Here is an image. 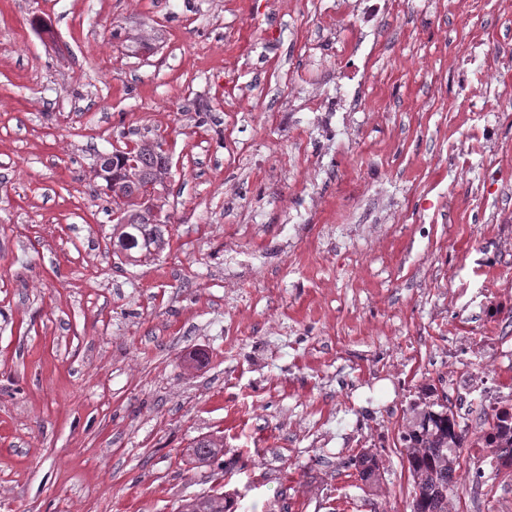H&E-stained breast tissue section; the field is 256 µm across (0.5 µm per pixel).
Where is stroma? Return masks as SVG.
Returning a JSON list of instances; mask_svg holds the SVG:
<instances>
[{
    "label": "stroma",
    "instance_id": "1",
    "mask_svg": "<svg viewBox=\"0 0 512 512\" xmlns=\"http://www.w3.org/2000/svg\"><path fill=\"white\" fill-rule=\"evenodd\" d=\"M465 2L0 0V512H410L388 433L512 332V0ZM145 136L135 262L93 164ZM192 451L196 459L202 463H223L224 440L222 438L211 437L201 438L196 442ZM233 500L224 492L207 494L188 499L182 504L179 512H231Z\"/></svg>",
    "mask_w": 512,
    "mask_h": 512
}]
</instances>
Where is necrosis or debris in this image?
<instances>
[{
  "label": "necrosis or debris",
  "instance_id": "obj_1",
  "mask_svg": "<svg viewBox=\"0 0 512 512\" xmlns=\"http://www.w3.org/2000/svg\"><path fill=\"white\" fill-rule=\"evenodd\" d=\"M500 352L489 336H458L448 346L452 433L470 448L462 479L470 488L471 512H479L495 482L501 452L512 448V380L498 365Z\"/></svg>",
  "mask_w": 512,
  "mask_h": 512
}]
</instances>
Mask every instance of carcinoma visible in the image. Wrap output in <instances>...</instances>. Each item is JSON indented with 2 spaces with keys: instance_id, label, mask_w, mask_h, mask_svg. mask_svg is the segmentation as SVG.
<instances>
[{
  "instance_id": "obj_1",
  "label": "carcinoma",
  "mask_w": 512,
  "mask_h": 512,
  "mask_svg": "<svg viewBox=\"0 0 512 512\" xmlns=\"http://www.w3.org/2000/svg\"><path fill=\"white\" fill-rule=\"evenodd\" d=\"M163 142L142 139L133 149L116 151L100 164L96 176L114 181L112 201L125 200L131 206L123 210L112 228L113 247L128 258L133 253L144 257L163 244L162 225L155 222L152 209L131 201L130 195L148 183L164 184L168 169L161 164ZM450 416L448 405L424 400L411 407V418L402 435L405 443L408 471L412 478L411 512H451L448 489L456 483V460L463 442L448 447ZM193 454L202 463L213 464L224 458V440L199 439ZM359 469L361 479L370 482L377 476L379 464L375 456L363 453L346 462V467ZM233 500L215 492L182 504L179 512H232Z\"/></svg>"
}]
</instances>
